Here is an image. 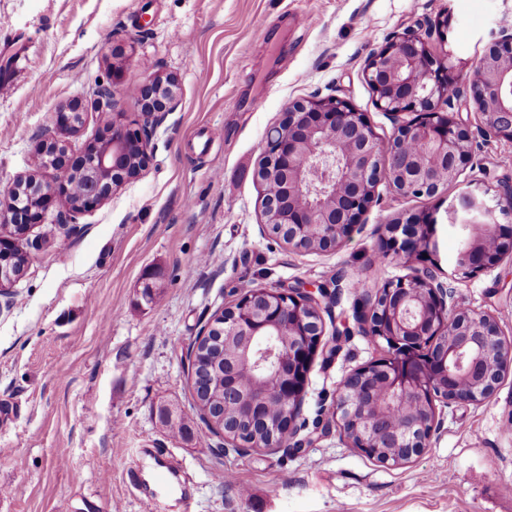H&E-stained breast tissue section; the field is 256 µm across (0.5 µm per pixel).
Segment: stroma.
Instances as JSON below:
<instances>
[{
  "label": "stroma",
  "instance_id": "obj_1",
  "mask_svg": "<svg viewBox=\"0 0 512 512\" xmlns=\"http://www.w3.org/2000/svg\"><path fill=\"white\" fill-rule=\"evenodd\" d=\"M443 18L461 86L512 19V0H0V36L25 39L0 87V186L31 172L50 180L36 134L77 158L107 111L140 118L134 85L152 74L179 82L146 170L76 220L54 205L21 240L28 264L0 312V512H143L151 471L173 461L186 494L165 498L160 512H512V372L481 403L438 405L428 448L399 467L338 432L314 433L346 374L384 353L355 319L363 298L414 271L382 254L388 223L436 212L441 273L454 275L462 305L495 314L512 339V262L455 276L462 233L447 219L467 186L491 199L512 183V141L484 136L472 103L458 102L453 116L473 147L457 182L431 198L379 187L363 224L328 252L268 235L254 177L295 99L346 98L388 140L393 124L365 79L368 59L415 21ZM111 84L122 93L97 107L95 91ZM73 99L80 123L58 132L54 115ZM247 284L336 293L324 323L337 351L315 357L302 431L313 442L299 453H224L193 407L188 348ZM147 285L155 302L143 297ZM164 408L187 435L168 433ZM219 470L232 486L216 483Z\"/></svg>",
  "mask_w": 512,
  "mask_h": 512
}]
</instances>
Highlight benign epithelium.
<instances>
[{
  "label": "benign epithelium",
  "mask_w": 512,
  "mask_h": 512,
  "mask_svg": "<svg viewBox=\"0 0 512 512\" xmlns=\"http://www.w3.org/2000/svg\"><path fill=\"white\" fill-rule=\"evenodd\" d=\"M444 25L419 23L373 52L365 78L377 107L391 116L395 131L380 141L370 119L346 99L295 100L285 107L264 141L255 179L263 188L261 216L268 234L297 251L334 250L362 223L384 185L402 196L433 197L454 183L471 157L467 126L440 111L460 93L450 92L452 66L431 50L445 41ZM174 77H154L133 88L143 99V123L113 112L98 136L84 145L80 174L86 190L73 194L65 149L37 135V150L56 174L47 183L20 177L0 188V298L18 277L15 257L21 237L44 222L52 204L65 201L74 215L103 205L115 188L145 170L153 153L150 127L161 125L177 105ZM466 95L480 113L486 134L512 140V26L477 59ZM81 104L55 113V127L75 129ZM341 178L346 191L333 187ZM512 213V184L497 191L494 206L469 189L450 205L451 226L468 228L456 268L464 276L490 271L512 259V226L497 215ZM437 217L428 212L385 225L384 252L421 258L436 252ZM437 265L385 282L361 306L363 335L386 344V354L351 370L343 379L332 419L319 426L336 430L366 456L389 466L405 465L428 447L437 403L477 404L495 392L512 369V340L502 337L496 317L459 305L455 288L439 279ZM319 295L304 288H253L224 307L209 329L224 331V448L240 452L287 447L298 451L308 374L325 346ZM254 359L261 371L252 386L235 390L229 380L240 364ZM288 404L264 437V409Z\"/></svg>",
  "instance_id": "obj_1"
}]
</instances>
